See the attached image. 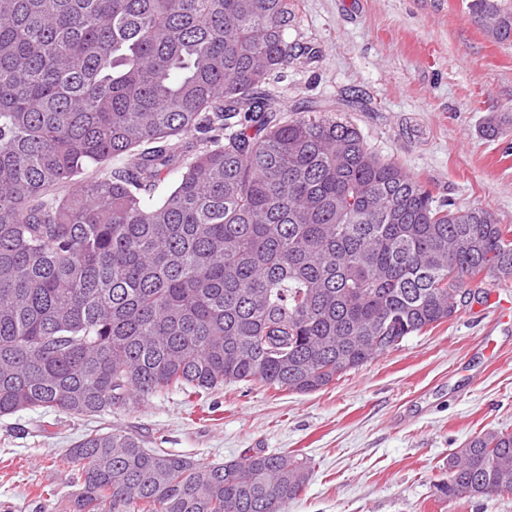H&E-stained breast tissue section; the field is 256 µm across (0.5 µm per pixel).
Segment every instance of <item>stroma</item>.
<instances>
[{
    "label": "stroma",
    "mask_w": 512,
    "mask_h": 512,
    "mask_svg": "<svg viewBox=\"0 0 512 512\" xmlns=\"http://www.w3.org/2000/svg\"><path fill=\"white\" fill-rule=\"evenodd\" d=\"M286 38L307 48L274 92L291 110L358 102L349 118L436 199L512 225V43L488 39L467 0H292ZM496 136H488L486 122ZM512 288H480L450 319L309 394L225 386L161 394L105 423L202 463L258 451L307 458L288 512H512V494L440 496L448 456L512 432ZM60 412L0 417V512H72L68 448L92 429Z\"/></svg>",
    "instance_id": "1"
}]
</instances>
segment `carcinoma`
<instances>
[{
  "label": "carcinoma",
  "instance_id": "cac0c4a2",
  "mask_svg": "<svg viewBox=\"0 0 512 512\" xmlns=\"http://www.w3.org/2000/svg\"><path fill=\"white\" fill-rule=\"evenodd\" d=\"M468 9L512 40L507 0ZM294 19L290 0H0V417L316 392L447 321L471 283L512 288V225L435 200L347 118L284 109ZM67 458L74 512H288L310 474L110 425ZM437 489L511 493L512 433L457 449Z\"/></svg>",
  "mask_w": 512,
  "mask_h": 512
}]
</instances>
